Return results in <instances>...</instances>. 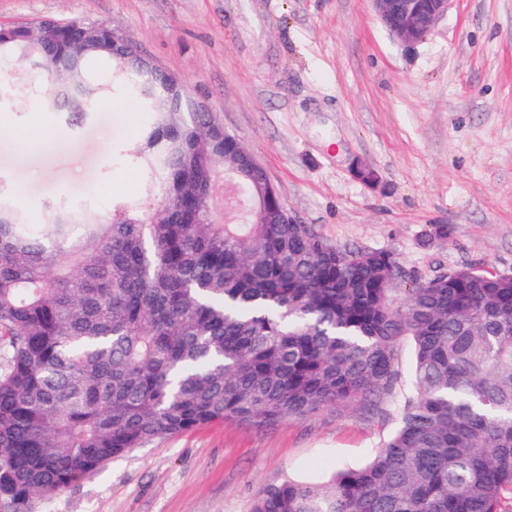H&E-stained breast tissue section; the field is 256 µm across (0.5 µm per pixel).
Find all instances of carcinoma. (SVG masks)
<instances>
[{
    "mask_svg": "<svg viewBox=\"0 0 512 512\" xmlns=\"http://www.w3.org/2000/svg\"><path fill=\"white\" fill-rule=\"evenodd\" d=\"M32 28L0 26V66L73 62L72 90L30 85L71 127L114 91L134 98L148 121L122 157L154 206L79 219L55 202L35 227L0 179V500L28 512L209 423L373 411L406 382L408 340L400 424L373 461L265 486L251 512H512V275L463 267L394 299L393 253L288 223L243 145L189 100L171 111L166 79L113 48L111 27L61 21L49 48ZM223 175L250 223L213 217Z\"/></svg>",
    "mask_w": 512,
    "mask_h": 512,
    "instance_id": "carcinoma-1",
    "label": "carcinoma"
}]
</instances>
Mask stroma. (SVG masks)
Here are the masks:
<instances>
[{
	"mask_svg": "<svg viewBox=\"0 0 512 512\" xmlns=\"http://www.w3.org/2000/svg\"><path fill=\"white\" fill-rule=\"evenodd\" d=\"M86 19L178 76L265 169L294 221L398 259L397 290L464 266L512 274V0H453L406 46L370 0H0V25ZM28 65L0 76V176L29 223L142 194L121 150L144 116L113 95L76 128L40 111ZM46 147L26 144L28 133ZM378 172L370 187L354 164ZM24 194H17V186ZM444 225L447 235H435ZM398 421L328 408L163 435L30 512H249L258 489L367 463Z\"/></svg>",
	"mask_w": 512,
	"mask_h": 512,
	"instance_id": "1",
	"label": "stroma"
}]
</instances>
